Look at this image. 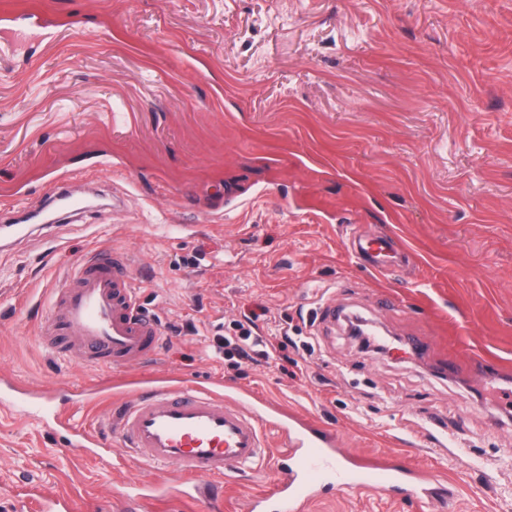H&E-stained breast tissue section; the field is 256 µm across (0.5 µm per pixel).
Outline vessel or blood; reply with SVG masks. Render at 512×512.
<instances>
[{"instance_id":"obj_1","label":"vessel or blood","mask_w":512,"mask_h":512,"mask_svg":"<svg viewBox=\"0 0 512 512\" xmlns=\"http://www.w3.org/2000/svg\"><path fill=\"white\" fill-rule=\"evenodd\" d=\"M353 245L374 271L397 265L390 238L359 234ZM48 308L42 342L90 366L139 364L154 356L162 342L159 325L138 306L132 262L121 251L99 249L68 266L62 287L49 292ZM262 406V400L229 386L219 392L178 379L154 381L134 389L111 434L105 435L71 424L52 391L0 376L1 409L37 414L50 429L65 432L64 450L77 455L102 456L120 441L128 464L171 469L172 483L188 499L205 497V480L262 464L267 453ZM275 426L284 441L277 456L283 476L252 500L250 512H264L274 500L282 512H306L327 481L340 489L419 502L446 494V481L422 468L343 451L335 431L310 418L282 413ZM25 497L37 512L72 509L68 498L40 486L31 487Z\"/></svg>"}]
</instances>
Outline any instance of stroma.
<instances>
[{"instance_id": "obj_1", "label": "stroma", "mask_w": 512, "mask_h": 512, "mask_svg": "<svg viewBox=\"0 0 512 512\" xmlns=\"http://www.w3.org/2000/svg\"><path fill=\"white\" fill-rule=\"evenodd\" d=\"M23 14L31 34L0 43V222L64 183L104 205L0 241V372L105 431L121 390L228 384L455 486L424 503L332 486L309 512H512V404L469 358L512 372V0H0V32ZM353 231L392 238L405 264L376 273ZM104 248L130 254L142 309L182 329L115 373L38 335L41 296ZM254 313L310 349L225 368L214 336ZM353 315L388 329L390 352L348 336ZM410 338L427 354H404ZM72 387L106 396L75 407ZM59 446L0 411V512H34L15 492L36 483L73 512H117L111 488L163 479L117 441L108 461ZM278 476H225L223 512Z\"/></svg>"}]
</instances>
